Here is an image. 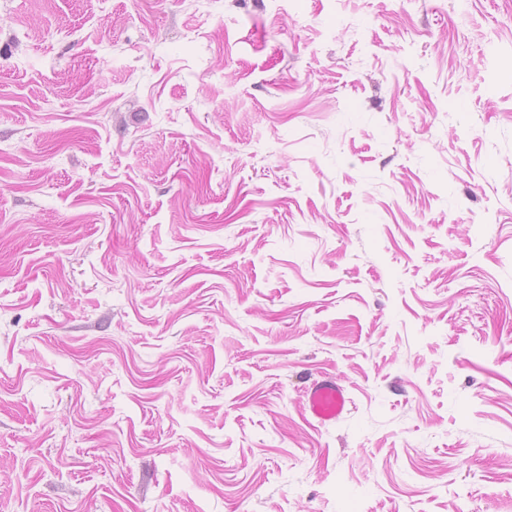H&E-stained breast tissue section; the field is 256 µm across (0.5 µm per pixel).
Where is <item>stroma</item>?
Returning a JSON list of instances; mask_svg holds the SVG:
<instances>
[{
    "label": "stroma",
    "instance_id": "35a3bbf8",
    "mask_svg": "<svg viewBox=\"0 0 512 512\" xmlns=\"http://www.w3.org/2000/svg\"><path fill=\"white\" fill-rule=\"evenodd\" d=\"M511 61L512 0H0V512H512ZM306 404L312 417L321 425L336 422L346 411L345 389L336 378L321 376L305 392Z\"/></svg>",
    "mask_w": 512,
    "mask_h": 512
}]
</instances>
